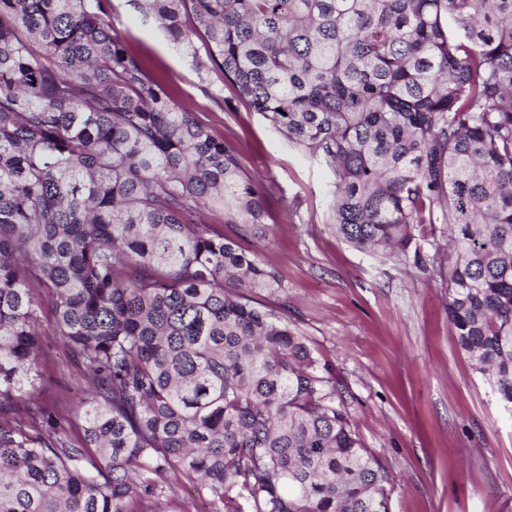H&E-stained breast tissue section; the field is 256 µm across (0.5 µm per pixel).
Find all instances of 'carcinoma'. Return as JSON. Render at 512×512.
Masks as SVG:
<instances>
[{
	"label": "carcinoma",
	"mask_w": 512,
	"mask_h": 512,
	"mask_svg": "<svg viewBox=\"0 0 512 512\" xmlns=\"http://www.w3.org/2000/svg\"><path fill=\"white\" fill-rule=\"evenodd\" d=\"M333 174L330 219L400 260L448 225V320L512 414V0H143ZM111 0H0V512H390L389 476L279 273L203 219L261 184L112 27ZM46 289L90 389L83 435L23 399ZM177 500L173 509L168 508L165 504H160L157 512H195L197 507V499H195V493L193 488L185 486L181 482L177 484ZM176 510V511H173Z\"/></svg>",
	"instance_id": "1"
}]
</instances>
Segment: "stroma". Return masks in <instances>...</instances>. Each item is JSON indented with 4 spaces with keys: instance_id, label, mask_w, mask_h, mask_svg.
Wrapping results in <instances>:
<instances>
[{
    "instance_id": "1",
    "label": "stroma",
    "mask_w": 512,
    "mask_h": 512,
    "mask_svg": "<svg viewBox=\"0 0 512 512\" xmlns=\"http://www.w3.org/2000/svg\"><path fill=\"white\" fill-rule=\"evenodd\" d=\"M112 24L177 100L232 142L266 188L262 223L222 224L226 238L279 271L275 307L326 364L365 448L390 477L391 512H512V415L459 349L448 321V272L431 261L437 224L417 225L419 256L392 260L342 242L329 223L333 176L256 112L231 105L217 67L173 43L141 0H112ZM42 350L29 388L82 433L87 374L55 332L45 293Z\"/></svg>"
}]
</instances>
